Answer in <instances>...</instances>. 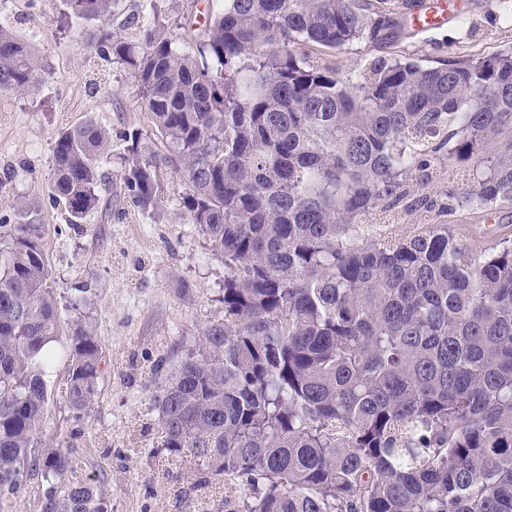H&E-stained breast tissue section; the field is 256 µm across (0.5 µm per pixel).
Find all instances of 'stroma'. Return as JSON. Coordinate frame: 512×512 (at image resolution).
<instances>
[{
  "label": "stroma",
  "mask_w": 512,
  "mask_h": 512,
  "mask_svg": "<svg viewBox=\"0 0 512 512\" xmlns=\"http://www.w3.org/2000/svg\"><path fill=\"white\" fill-rule=\"evenodd\" d=\"M16 28L44 64L43 84L31 95H0V175L10 174L0 222L14 221L13 200L35 198L44 226L50 283L62 307V324L90 321L102 346V376L91 408L74 417L62 391L65 359H57L50 381L54 395L45 430L59 446H73L87 474L100 479L111 512H224L230 494L223 481L200 483L187 462L152 454L160 439L153 395L161 378L158 358L181 360L195 348L208 318L221 315L224 264L212 255L202 234L179 218L178 180L164 175L154 210L134 206L120 190L124 136L139 130L143 146L160 148L140 105L137 79L129 67L99 57L89 30L64 27L63 0H21ZM436 28L402 20L392 41L356 43L333 54L341 71L375 57L407 51L429 64L471 52L492 53L512 46V27L502 26L495 0H462ZM158 5L178 40L198 34L207 0H117L114 28L133 36L127 21ZM475 36H467V23ZM95 116L112 133V214L94 212L84 232H75L50 201L53 142L66 124ZM460 237L474 244L512 235V209L494 219L460 211L451 216Z\"/></svg>",
  "instance_id": "35a3bbf8"
}]
</instances>
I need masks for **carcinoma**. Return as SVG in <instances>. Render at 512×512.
I'll return each instance as SVG.
<instances>
[{
  "label": "carcinoma",
  "mask_w": 512,
  "mask_h": 512,
  "mask_svg": "<svg viewBox=\"0 0 512 512\" xmlns=\"http://www.w3.org/2000/svg\"><path fill=\"white\" fill-rule=\"evenodd\" d=\"M219 1L178 42L155 11L130 41L116 0H65L64 23L132 68L166 148L126 138L124 192L149 211L160 173L180 174L181 216L224 262V316L154 366V452L224 480L227 512H512V237L478 250L444 221L404 222L512 209V49L342 76L310 51L380 42L400 0ZM43 73L0 24V93ZM109 148L92 116L55 139L51 199L73 229L112 194ZM39 207L22 199L0 224V512L33 480L37 512H108L101 481L44 430L61 310ZM65 353L81 413L102 374L91 323Z\"/></svg>",
  "instance_id": "obj_1"
}]
</instances>
